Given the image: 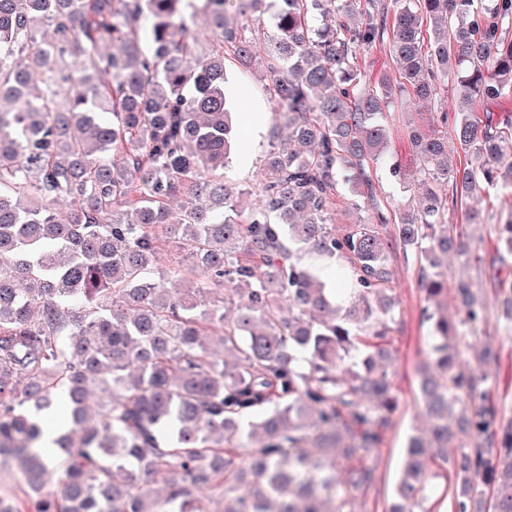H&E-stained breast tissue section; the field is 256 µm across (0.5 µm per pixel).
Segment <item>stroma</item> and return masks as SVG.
Here are the masks:
<instances>
[{"label": "stroma", "instance_id": "35a3bbf8", "mask_svg": "<svg viewBox=\"0 0 512 512\" xmlns=\"http://www.w3.org/2000/svg\"><path fill=\"white\" fill-rule=\"evenodd\" d=\"M225 67L229 78L242 86L235 102L239 113L262 112L266 115L259 129L252 131L244 124L239 127L251 146L250 167H243L240 157L236 156L226 172L228 184L240 193V205L249 208L258 202L257 196L252 193L256 169L273 142V108L263 85L254 79L244 78L233 57H226ZM435 108L431 104L405 100L396 103L388 114V157L383 165L371 172L377 196L388 210H397L399 204L410 197L405 187L414 177L416 164L408 143L407 125L411 122L430 124ZM476 206L480 212L478 223H469L466 210L461 206L449 209L444 222L450 229L468 234L473 249L483 258L482 268L464 267L452 256L445 260L443 268L452 281L462 276L473 277L492 298L497 295L500 284L512 282V260L503 264L495 260L494 226L503 207L500 197L492 193L483 195ZM389 265L393 272L392 293L397 300L392 339L393 360L389 365L396 408L378 450L377 482L368 492L355 497L350 505L352 512H382L397 476L408 436L427 426L419 398L416 369L429 350L430 326L421 320V312L428 300L421 289L419 271L414 261L405 259L402 252L395 250L389 255ZM476 334L499 355L498 360L488 367L489 391L505 418H512V324L504 321L498 310L493 308L487 321L477 328Z\"/></svg>", "mask_w": 512, "mask_h": 512}]
</instances>
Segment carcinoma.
<instances>
[{"label": "carcinoma", "mask_w": 512, "mask_h": 512, "mask_svg": "<svg viewBox=\"0 0 512 512\" xmlns=\"http://www.w3.org/2000/svg\"><path fill=\"white\" fill-rule=\"evenodd\" d=\"M511 30L512 0H0V465L26 486L0 512H204L208 492L224 512H343L374 485L395 409L396 244L435 304L418 370L430 431L404 448L384 512H431L433 480L450 473L451 512H512V421L483 372L456 361L488 304L460 279L449 322L438 257L471 262L439 220L491 189L509 200L495 233L498 259L512 258V118L470 119L512 93ZM387 33L395 83L357 58ZM226 50L267 81L280 140L248 211L224 179ZM450 70L465 161L448 160V113L411 131L420 208L392 241L369 174L386 159L385 113L436 100ZM345 173L371 216L338 233ZM170 244L197 287H171L176 264L155 275ZM296 246L348 263L344 316ZM61 397L72 428L58 463L39 440Z\"/></svg>", "instance_id": "cac0c4a2"}]
</instances>
